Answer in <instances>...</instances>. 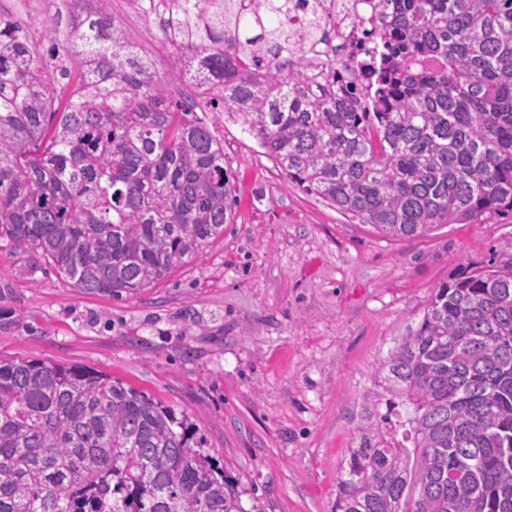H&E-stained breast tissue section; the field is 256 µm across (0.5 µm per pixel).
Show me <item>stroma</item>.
<instances>
[{
  "label": "stroma",
  "mask_w": 512,
  "mask_h": 512,
  "mask_svg": "<svg viewBox=\"0 0 512 512\" xmlns=\"http://www.w3.org/2000/svg\"><path fill=\"white\" fill-rule=\"evenodd\" d=\"M126 37L154 49L147 17ZM238 202L223 235L138 294H84L37 251L0 252V359L81 366L141 389L198 427L239 479L246 512H332L365 410L386 412L378 367L414 334L433 288L512 260V215L395 239L303 191L233 119L214 124Z\"/></svg>",
  "instance_id": "1"
}]
</instances>
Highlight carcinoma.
<instances>
[{
    "mask_svg": "<svg viewBox=\"0 0 512 512\" xmlns=\"http://www.w3.org/2000/svg\"><path fill=\"white\" fill-rule=\"evenodd\" d=\"M203 105L233 116L306 192L391 238L512 213V0H376L382 44L359 57V112L288 34V0L255 12L176 0ZM44 55L0 11V250H35L81 292L164 280L232 223L224 145L172 99L102 14ZM326 16L311 7L308 40ZM299 52L263 74L245 54ZM390 398L337 476L333 512H512V261L432 289L415 335L383 361ZM412 407L401 415L397 407ZM238 479L196 427L83 367L0 360V512H245ZM339 92L341 94H351L356 106L365 112H375L372 107L373 89L365 78L361 75L360 70L355 75L347 76L342 81H338Z\"/></svg>",
    "mask_w": 512,
    "mask_h": 512,
    "instance_id": "carcinoma-1",
    "label": "carcinoma"
}]
</instances>
